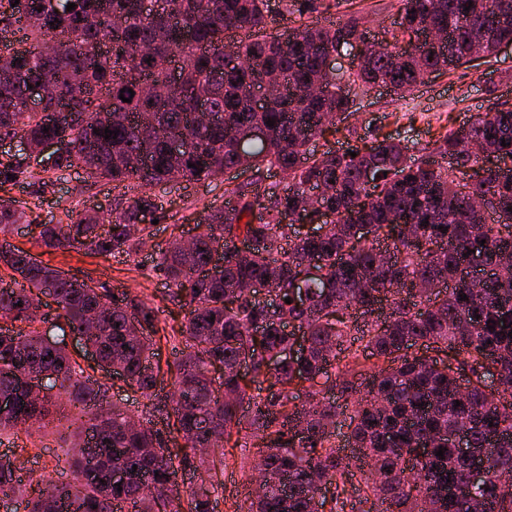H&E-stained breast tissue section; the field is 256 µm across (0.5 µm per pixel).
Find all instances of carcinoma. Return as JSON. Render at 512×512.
<instances>
[{"label":"carcinoma","mask_w":512,"mask_h":512,"mask_svg":"<svg viewBox=\"0 0 512 512\" xmlns=\"http://www.w3.org/2000/svg\"><path fill=\"white\" fill-rule=\"evenodd\" d=\"M282 5L300 16L332 7ZM398 12L381 49L337 75L324 66L327 56L365 50L354 18L301 19L269 36V0H163L153 9L143 0H0V33L21 31L24 43L0 53V140L65 139L67 152L39 172L79 167L90 184L106 181L124 196L104 217L76 207L63 221L36 225L27 203L0 199V233L24 224L51 250L131 256L152 237L143 218L161 210L150 188L218 181L237 166L254 171V180L224 189L222 206L204 209L192 258L175 236L156 264L172 302L188 309L176 331L183 349L172 427L184 447L210 456L233 430L249 431L264 483L247 512H339L351 491L366 512H512V104L496 100L420 149L386 135L318 155L306 149L340 132L352 89L410 92L434 72L512 42V0H400ZM423 23L445 40L416 46ZM51 39L59 47L46 57ZM268 72L281 75L282 90L258 100ZM37 82L45 110L58 113L53 122L27 108ZM200 101L211 119L197 122ZM107 129L117 138H105ZM256 130L264 137H252ZM178 137L185 142L175 158ZM274 170L287 182H265ZM34 176L24 154L0 155V187ZM319 187L318 211L332 220L309 236L300 227L314 222L307 193ZM399 214L411 231L395 223ZM360 225L371 237L358 234ZM241 238L250 242L244 250ZM467 253L483 258L475 288L466 285ZM218 254L221 275H206ZM2 269L0 315L28 330L0 325V399L10 402L0 432L49 419L47 398L33 390L55 388L77 447L97 451L67 455L72 479L50 489H22L24 462L1 459L0 497L26 498V512H214L211 497L222 486L214 460L202 461L198 488L181 492L169 441L105 404L106 385L35 327L40 298L51 299L98 363L150 398L161 372L155 312L129 290L112 294L92 278L70 277L6 239ZM256 283L267 285L274 308L251 295ZM131 313L147 334L130 328ZM288 326L301 332L304 352L271 373L267 359L293 341ZM416 346L450 351L453 361ZM361 351L375 359L371 367ZM245 359L246 382L235 370ZM215 366L219 391L209 377ZM307 386L312 403L294 404ZM335 393L354 399L348 443L366 463L357 481L334 442ZM459 432L466 447L492 449L480 485L471 484L474 459L448 442ZM118 471L128 474L119 485Z\"/></svg>","instance_id":"cac0c4a2"}]
</instances>
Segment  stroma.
I'll return each instance as SVG.
<instances>
[{
	"instance_id": "obj_1",
	"label": "stroma",
	"mask_w": 512,
	"mask_h": 512,
	"mask_svg": "<svg viewBox=\"0 0 512 512\" xmlns=\"http://www.w3.org/2000/svg\"><path fill=\"white\" fill-rule=\"evenodd\" d=\"M330 14L343 21L357 18L368 33L379 34L397 20L398 2L344 0L331 9ZM493 95L512 102V47L497 51L490 62L434 73L424 84L402 97L387 90L361 93L356 98V114L349 122L357 126L360 134L379 128L383 133L412 140L423 147L440 133L463 125L471 115L486 111ZM252 177L249 171L229 170L218 182H180L159 188L157 195L164 209L181 214L182 220L175 224L168 221L155 224L154 236L147 246L130 257L51 251L41 247L31 236L16 232L9 234L8 239L29 250L43 264L59 268L70 276L90 277L105 288H126L138 293L160 322L177 327L183 322L185 312L170 301L163 276L153 268L154 260L173 235L194 232L204 207L223 204L226 186L249 181ZM1 197L33 204V213L39 222L53 224L63 218L66 209L75 205L109 211L118 192L107 183L88 185L82 170L74 168L63 176L52 177L45 187L30 178L5 186L0 189ZM94 376L107 384L109 402L133 419L151 421L153 428L167 431L173 376H165L155 397L149 399L142 397L120 376L102 369L95 370ZM71 442L64 415L58 412L42 432L21 431L7 438L0 437V458H23L25 474L65 483L71 476L62 462V451ZM224 453V489L217 497L214 512H247L255 494L250 481L251 460L232 438L225 440Z\"/></svg>"
}]
</instances>
